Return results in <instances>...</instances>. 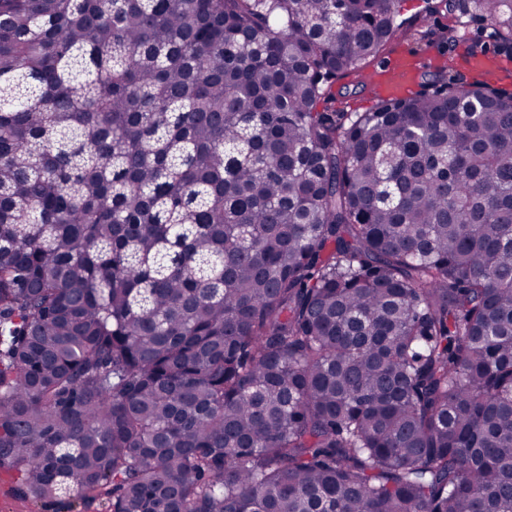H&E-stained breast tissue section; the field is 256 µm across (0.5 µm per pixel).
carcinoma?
Masks as SVG:
<instances>
[{
	"instance_id": "1",
	"label": "carcinoma",
	"mask_w": 512,
	"mask_h": 512,
	"mask_svg": "<svg viewBox=\"0 0 512 512\" xmlns=\"http://www.w3.org/2000/svg\"><path fill=\"white\" fill-rule=\"evenodd\" d=\"M400 2L0 0L20 495L512 512V94L347 111ZM439 7L512 46V0Z\"/></svg>"
}]
</instances>
